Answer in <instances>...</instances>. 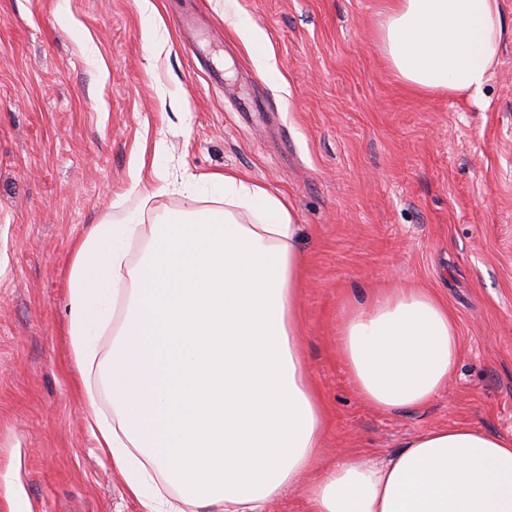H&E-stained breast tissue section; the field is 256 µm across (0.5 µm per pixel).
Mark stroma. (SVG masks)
<instances>
[{
	"label": "stroma",
	"mask_w": 512,
	"mask_h": 512,
	"mask_svg": "<svg viewBox=\"0 0 512 512\" xmlns=\"http://www.w3.org/2000/svg\"><path fill=\"white\" fill-rule=\"evenodd\" d=\"M155 3L158 50L136 0H0V512H142L86 428L67 277L107 215L139 210L135 263L153 224L213 207L208 189L181 191L186 172L265 185L303 226L320 466L454 424L511 437L512 33L481 91L451 98L392 71L383 0ZM396 288L447 304L460 358L440 396L384 412L336 334L352 297Z\"/></svg>",
	"instance_id": "stroma-1"
}]
</instances>
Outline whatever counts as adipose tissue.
Returning <instances> with one entry per match:
<instances>
[{"instance_id":"ef3b65f1","label":"adipose tissue","mask_w":512,"mask_h":512,"mask_svg":"<svg viewBox=\"0 0 512 512\" xmlns=\"http://www.w3.org/2000/svg\"><path fill=\"white\" fill-rule=\"evenodd\" d=\"M505 25L504 0H388L379 35L403 82L453 96L488 82ZM207 182L223 207L167 217L138 264L130 214L93 225L68 275L87 428L143 512H265L285 487L305 512H512V438L470 425L419 434L389 459L344 454L319 468L326 416L301 353L302 227L264 185ZM337 344L360 396L386 411L429 403L458 366L455 319L422 289L350 303Z\"/></svg>"}]
</instances>
